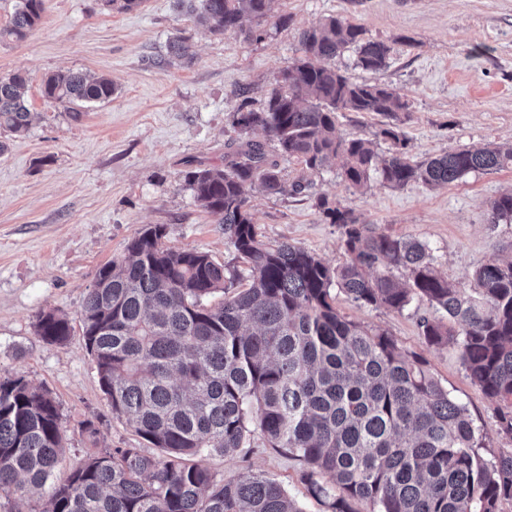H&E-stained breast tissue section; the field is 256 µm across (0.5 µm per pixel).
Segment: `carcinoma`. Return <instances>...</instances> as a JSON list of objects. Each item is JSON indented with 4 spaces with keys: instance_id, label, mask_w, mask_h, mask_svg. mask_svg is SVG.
<instances>
[{
    "instance_id": "obj_1",
    "label": "carcinoma",
    "mask_w": 512,
    "mask_h": 512,
    "mask_svg": "<svg viewBox=\"0 0 512 512\" xmlns=\"http://www.w3.org/2000/svg\"><path fill=\"white\" fill-rule=\"evenodd\" d=\"M277 0H175L217 31L239 33L243 19L272 16ZM43 0H18L0 39L22 41L41 22ZM303 56L280 71L260 112L242 103L232 125L260 129L280 155L310 170L336 161L342 179L364 190L371 178L389 188L436 187L470 173L512 166V147L483 146L423 161L408 154L395 89L358 82L325 64L346 51L366 71L385 68L392 48L331 16L302 35ZM26 77L0 75V129L21 136L30 124ZM44 97L74 118L84 103L112 100L105 77L49 74ZM339 112L383 118L375 137L336 136ZM194 199L224 225L244 263L229 269L195 249L165 245L167 227L146 228L124 254L103 265L82 308V335L112 414L149 446L96 448L76 464L63 456L55 399L23 376L0 378V493L12 512L48 497L46 512H302L283 485L245 471L219 478L192 461L228 455L259 435L304 466L302 481L328 512H500L512 502V453L485 459L483 436L465 405L426 362L390 335L342 316L333 289L360 306L402 311L425 300L437 317L419 328L432 346H451L467 378L496 405L500 433L512 438V259H493L474 274L475 294L454 288L429 246L392 237L353 210L321 199L326 219L343 228L346 262L332 267L301 246L259 238L248 192L280 193L277 161L261 143H241L224 165L185 174ZM490 223H512V190L491 203ZM401 276H396L395 272ZM35 332L62 345L67 317L37 316Z\"/></svg>"
}]
</instances>
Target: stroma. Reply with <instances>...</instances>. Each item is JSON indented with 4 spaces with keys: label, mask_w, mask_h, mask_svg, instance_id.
Returning <instances> with one entry per match:
<instances>
[{
    "label": "stroma",
    "mask_w": 512,
    "mask_h": 512,
    "mask_svg": "<svg viewBox=\"0 0 512 512\" xmlns=\"http://www.w3.org/2000/svg\"><path fill=\"white\" fill-rule=\"evenodd\" d=\"M288 26L245 21L244 32L218 33L194 14H176L172 0H145L121 11L104 0H43L40 24L21 42L0 41V74L28 78L27 133L0 129V377L25 376L54 397L65 433L66 462L91 445L140 448L143 440L113 415L82 338L84 296L100 267L121 255L146 227L163 224L168 246L196 249L241 266L224 227L202 210L184 180L187 171L223 164L241 135L232 117L241 102L264 108L280 70L302 53L304 30L336 16L392 48L387 67L353 68L352 53L333 59L357 81L389 86L408 103L401 128L414 160L484 144H512V0H281ZM187 48L171 57L168 43ZM74 70L111 79V101L72 119L42 95L46 75ZM252 140L276 158L283 192L250 193L249 212L266 244L306 248L331 266L347 255L339 226L317 207L319 197L350 208L394 237L426 242L448 282L473 291V274L512 256V224L489 221V203L512 188V167L476 172L444 187L400 189L372 183L357 191L338 168L309 170L280 156L262 131ZM302 192H293L294 183ZM346 318L389 333L423 359L463 403L483 436L485 456L512 451L493 404L467 378L458 353L425 342L418 323L433 316L426 301L403 311L361 307L337 294ZM53 310L71 322L69 340L49 344L35 333L38 314ZM98 430L89 441L85 424ZM217 477L253 470L279 480L303 512H326L299 480L298 461L261 437L232 456L202 455Z\"/></svg>",
    "instance_id": "stroma-1"
}]
</instances>
